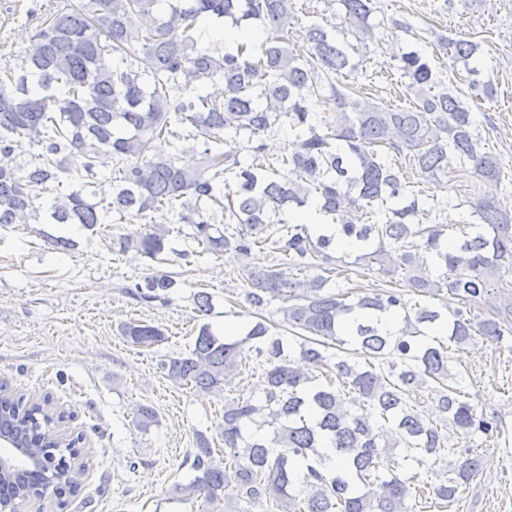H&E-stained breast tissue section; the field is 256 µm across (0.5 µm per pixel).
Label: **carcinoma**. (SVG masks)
Returning <instances> with one entry per match:
<instances>
[{
	"instance_id": "cac0c4a2",
	"label": "carcinoma",
	"mask_w": 512,
	"mask_h": 512,
	"mask_svg": "<svg viewBox=\"0 0 512 512\" xmlns=\"http://www.w3.org/2000/svg\"><path fill=\"white\" fill-rule=\"evenodd\" d=\"M338 2L355 39L372 37V0ZM211 17L261 26V51L246 43L234 53L202 46L199 27ZM298 24L293 0H79L49 14L19 66L0 68V154L39 148L14 167L0 166V226L43 220L94 232L114 213L143 220L166 208L187 220V238L205 252L247 255L259 247L289 259L286 267L253 268L246 298L260 310L280 302V323L301 339L296 358L261 316L235 340L204 323L186 355L161 363L176 383L220 395L243 379L255 354L258 394L224 398L228 467L198 436L195 476L176 488L182 495L203 492L212 502L222 495L227 507L265 498L283 512H413L421 501L445 508L480 467L475 449L451 441L498 428L477 414L448 351L477 336L497 345L512 335V279L505 277L512 205L498 196L503 164L483 146L456 81L436 80L421 52L401 54L398 65L403 95L413 101L383 105L349 80L353 45L317 23ZM440 47L450 68L461 64L473 77V97L496 98L492 79H476L480 43L442 38ZM217 78L220 94L198 93ZM312 97L336 110L335 121L311 110ZM285 126L298 149L271 160L264 136ZM223 134L246 135L249 164L235 149L222 150ZM200 138L201 149L191 148L198 158L182 160L184 143ZM72 155L84 158L74 173ZM113 158L126 165L111 200H98V170ZM466 164L486 190L466 200L475 221L453 228L450 250L445 225L431 220L436 206L424 208L420 197L434 199L425 188L441 187ZM278 166L296 179L271 177ZM229 175L237 189L226 195ZM42 193L53 195L44 217L36 204ZM310 199L362 243L353 260L335 255L333 238L281 218ZM231 222L237 232L221 230ZM174 230L150 222L136 237L112 236V252L159 263ZM335 262L372 269L385 287L351 300L329 284ZM400 273L416 298L390 288ZM176 285L170 273L153 271L125 290L151 301ZM443 293L457 302L447 315L428 305ZM361 311L369 315L362 322ZM388 312L403 323L395 338L379 326L377 315ZM439 322L447 335L428 339L426 329ZM121 333L138 346L165 339L161 328L138 321L122 324ZM430 399L435 420L423 410ZM57 421L46 405L0 390V440L41 458L31 470L0 475V505H17L49 484L58 495L79 489L87 466L56 455L62 447L73 452L71 443L46 438Z\"/></svg>"
}]
</instances>
